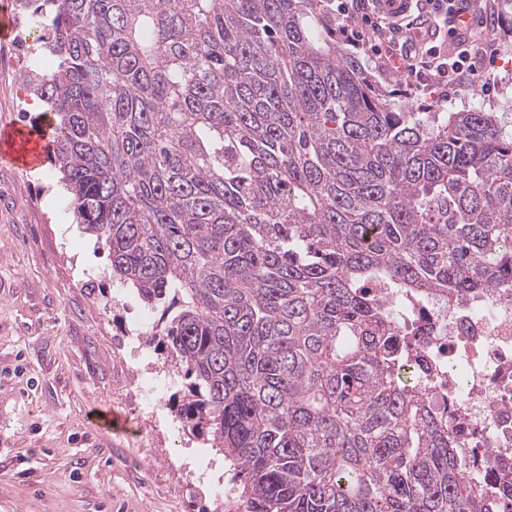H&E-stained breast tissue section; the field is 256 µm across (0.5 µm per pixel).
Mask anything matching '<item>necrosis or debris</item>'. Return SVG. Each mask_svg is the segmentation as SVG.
Instances as JSON below:
<instances>
[{"instance_id":"1","label":"necrosis or debris","mask_w":512,"mask_h":512,"mask_svg":"<svg viewBox=\"0 0 512 512\" xmlns=\"http://www.w3.org/2000/svg\"><path fill=\"white\" fill-rule=\"evenodd\" d=\"M368 291L399 306L393 325L405 338L406 370L448 422L475 488L512 507V289L484 288L450 301L425 289L377 281Z\"/></svg>"}]
</instances>
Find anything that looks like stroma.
<instances>
[{"label": "stroma", "mask_w": 512, "mask_h": 512, "mask_svg": "<svg viewBox=\"0 0 512 512\" xmlns=\"http://www.w3.org/2000/svg\"><path fill=\"white\" fill-rule=\"evenodd\" d=\"M496 3L495 26L478 31L501 50L489 92L477 82L445 96L382 70L373 39L349 49L404 111L482 107L512 122V0ZM13 55V41L0 43V126H47L38 96L18 106ZM106 264L49 160L27 170L0 163V512H236L242 486L230 462L176 420L183 373L157 408L134 409V379L166 355L145 335L122 344L143 306L104 278ZM100 408L123 415L128 430L91 426Z\"/></svg>", "instance_id": "1"}]
</instances>
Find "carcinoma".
Wrapping results in <instances>:
<instances>
[{"label": "carcinoma", "mask_w": 512, "mask_h": 512, "mask_svg": "<svg viewBox=\"0 0 512 512\" xmlns=\"http://www.w3.org/2000/svg\"><path fill=\"white\" fill-rule=\"evenodd\" d=\"M104 277L161 311L238 512H493L367 285L512 284V129L397 112L332 0H14Z\"/></svg>", "instance_id": "obj_1"}]
</instances>
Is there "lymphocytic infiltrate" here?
Listing matches in <instances>:
<instances>
[{
    "label": "lymphocytic infiltrate",
    "mask_w": 512,
    "mask_h": 512,
    "mask_svg": "<svg viewBox=\"0 0 512 512\" xmlns=\"http://www.w3.org/2000/svg\"><path fill=\"white\" fill-rule=\"evenodd\" d=\"M340 15L362 14L383 46L382 65L390 71L423 76L443 89H453L479 78L500 55L495 44L472 39V23L494 16L489 0H337ZM445 28L453 51L441 55L424 47L426 31Z\"/></svg>",
    "instance_id": "obj_1"
}]
</instances>
